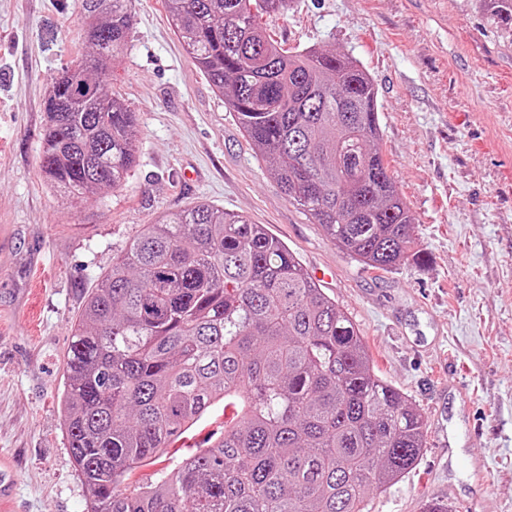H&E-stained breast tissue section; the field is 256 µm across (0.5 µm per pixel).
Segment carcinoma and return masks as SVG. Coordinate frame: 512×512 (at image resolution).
Wrapping results in <instances>:
<instances>
[{"instance_id":"cac0c4a2","label":"carcinoma","mask_w":512,"mask_h":512,"mask_svg":"<svg viewBox=\"0 0 512 512\" xmlns=\"http://www.w3.org/2000/svg\"><path fill=\"white\" fill-rule=\"evenodd\" d=\"M130 0H83L92 53L53 78L41 172L84 198L136 166V113L104 92ZM512 24V0H483ZM290 0H167L187 52L288 199L365 267L411 257L414 217L378 141V90L357 60L281 48L261 19ZM209 446L126 484L219 403ZM60 413L88 512H368L418 465L419 407L376 371L336 299L278 237L199 203L141 225L88 295Z\"/></svg>"}]
</instances>
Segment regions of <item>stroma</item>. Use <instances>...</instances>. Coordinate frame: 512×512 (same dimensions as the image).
<instances>
[{
  "label": "stroma",
  "mask_w": 512,
  "mask_h": 512,
  "mask_svg": "<svg viewBox=\"0 0 512 512\" xmlns=\"http://www.w3.org/2000/svg\"><path fill=\"white\" fill-rule=\"evenodd\" d=\"M130 11L107 90L137 116L138 162L122 188L66 202L40 156L51 80L88 51L82 0H0V455L13 460V512H86L59 410L74 326L141 225L200 201L331 270L324 290L380 375L422 409L419 464L371 512H422L452 489L512 512V25L480 0H292L264 17L283 48L348 55L375 80L379 147L418 252L382 273L289 202L163 0ZM226 419L215 407L129 483L205 447Z\"/></svg>",
  "instance_id": "1"
}]
</instances>
